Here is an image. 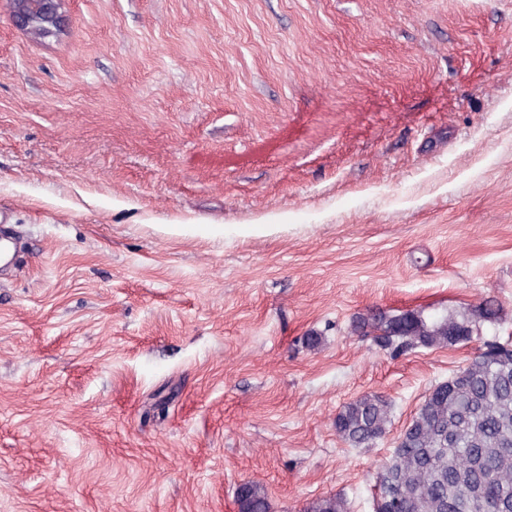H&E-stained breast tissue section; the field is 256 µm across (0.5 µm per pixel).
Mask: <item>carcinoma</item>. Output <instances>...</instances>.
<instances>
[{
    "label": "carcinoma",
    "mask_w": 512,
    "mask_h": 512,
    "mask_svg": "<svg viewBox=\"0 0 512 512\" xmlns=\"http://www.w3.org/2000/svg\"><path fill=\"white\" fill-rule=\"evenodd\" d=\"M490 299L467 314L425 318L407 311L370 314L355 329L384 349L404 353L418 346H448L466 341L482 323L498 320ZM465 383L439 384L420 406L407 434L381 467L391 469L397 496L377 503L376 512H494L512 502V348L489 344L461 370ZM390 407L381 395L364 394L336 415V434L352 447H365L384 436ZM240 512H269L257 484L244 485ZM304 512H349L342 496L317 498Z\"/></svg>",
    "instance_id": "obj_1"
}]
</instances>
